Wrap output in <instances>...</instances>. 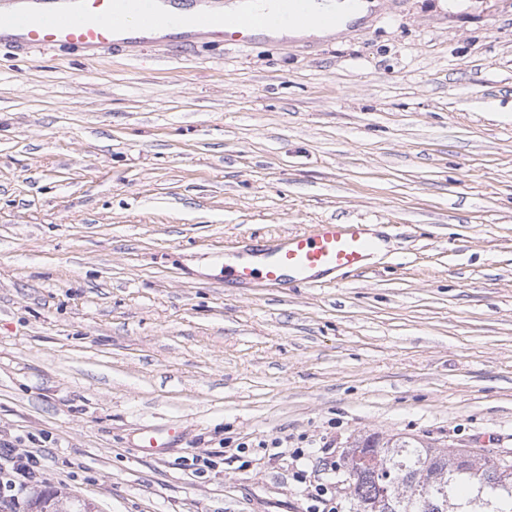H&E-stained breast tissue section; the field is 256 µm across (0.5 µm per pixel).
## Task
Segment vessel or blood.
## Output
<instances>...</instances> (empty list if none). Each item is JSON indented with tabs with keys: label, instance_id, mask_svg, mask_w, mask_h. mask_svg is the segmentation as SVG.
I'll list each match as a JSON object with an SVG mask.
<instances>
[{
	"label": "vessel or blood",
	"instance_id": "obj_1",
	"mask_svg": "<svg viewBox=\"0 0 512 512\" xmlns=\"http://www.w3.org/2000/svg\"><path fill=\"white\" fill-rule=\"evenodd\" d=\"M167 0H0V43L20 49L72 47L101 57L114 46L131 47L164 40L176 27L182 39L231 36L247 43L257 32L278 31L314 21L338 27L342 19L321 14L312 0H286L282 10H267L237 18L225 17L223 0H187L183 14L162 11ZM386 239L370 224H315L270 242L260 240L250 247L224 255V279L242 287L262 284L325 288L337 275L363 271L382 250ZM178 432L171 427L140 429L134 447L159 455L173 447Z\"/></svg>",
	"mask_w": 512,
	"mask_h": 512
}]
</instances>
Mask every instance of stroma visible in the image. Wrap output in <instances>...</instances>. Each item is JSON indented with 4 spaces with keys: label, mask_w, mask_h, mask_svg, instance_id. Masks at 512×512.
Returning <instances> with one entry per match:
<instances>
[{
    "label": "stroma",
    "mask_w": 512,
    "mask_h": 512,
    "mask_svg": "<svg viewBox=\"0 0 512 512\" xmlns=\"http://www.w3.org/2000/svg\"><path fill=\"white\" fill-rule=\"evenodd\" d=\"M329 223L391 245L326 288L225 287L215 253ZM371 433L512 450V0L1 43L0 441L42 450L58 512H312L320 483L354 512L337 463ZM179 432L171 427H146L139 429L133 442L145 454L160 455L167 448H172L178 441Z\"/></svg>",
    "instance_id": "35a3bbf8"
}]
</instances>
